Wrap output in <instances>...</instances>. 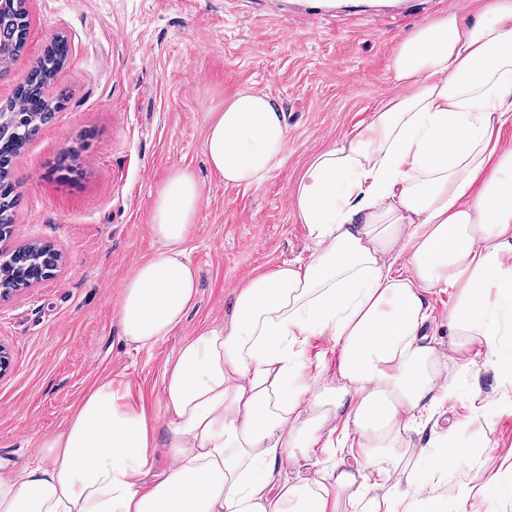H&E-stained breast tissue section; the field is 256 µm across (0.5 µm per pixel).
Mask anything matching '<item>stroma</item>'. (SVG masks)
I'll return each mask as SVG.
<instances>
[{
  "mask_svg": "<svg viewBox=\"0 0 512 512\" xmlns=\"http://www.w3.org/2000/svg\"><path fill=\"white\" fill-rule=\"evenodd\" d=\"M26 0L23 49L0 74V106L55 38L65 60L50 83L59 99L15 158L11 253L54 245L51 279L0 302V344L12 355L0 376V462L21 476L38 443L61 429L88 389L107 376L131 384L134 402L161 413L162 373L180 345L229 320L233 290L261 270L307 259L290 196L311 157L341 140L399 88L390 60L416 24L478 0ZM250 88L277 100L288 124L283 164L254 186L225 185L204 162L210 115ZM178 169L203 196L185 245L199 273L184 322L155 345L126 344L115 314L135 267L158 247L155 194ZM458 397L440 418L472 445L467 465L433 494L452 504L461 485H493L476 512H512V410L490 374L457 376Z\"/></svg>",
  "mask_w": 512,
  "mask_h": 512,
  "instance_id": "35a3bbf8",
  "label": "stroma"
}]
</instances>
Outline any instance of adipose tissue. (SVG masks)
<instances>
[{
    "label": "adipose tissue",
    "mask_w": 512,
    "mask_h": 512,
    "mask_svg": "<svg viewBox=\"0 0 512 512\" xmlns=\"http://www.w3.org/2000/svg\"><path fill=\"white\" fill-rule=\"evenodd\" d=\"M391 69L402 95L299 176L291 208L309 260L241 283L228 323L165 365L167 436L128 382L98 381L22 477L0 476V512H342L345 501L437 512L426 483L375 494L373 465L410 453L413 469L445 479L471 453L439 426L454 392L449 364L512 383V150L499 142L512 124V0L415 25ZM287 150L282 107L251 89L225 100L203 144L208 167L233 186L260 184ZM201 200L185 170L157 191L159 247L117 307L126 343L154 345L194 304L198 273L183 246ZM396 259L410 276L393 274ZM437 289L454 297L445 352L424 330ZM317 339L333 358L314 365ZM162 445L173 464L157 474ZM286 463L312 473L280 478Z\"/></svg>",
    "instance_id": "1"
}]
</instances>
